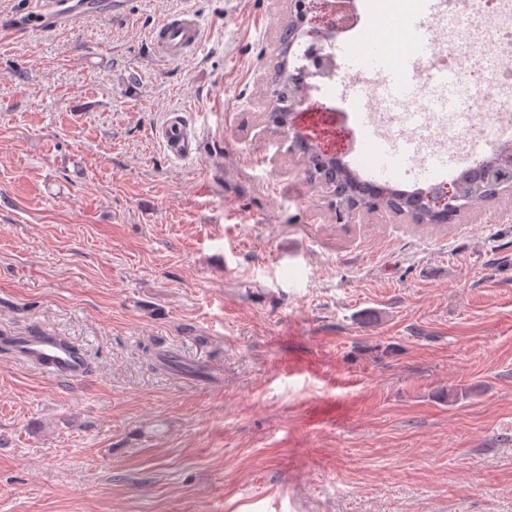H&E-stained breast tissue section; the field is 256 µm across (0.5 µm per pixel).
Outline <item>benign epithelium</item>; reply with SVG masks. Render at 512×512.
I'll list each match as a JSON object with an SVG mask.
<instances>
[{
  "label": "benign epithelium",
  "mask_w": 512,
  "mask_h": 512,
  "mask_svg": "<svg viewBox=\"0 0 512 512\" xmlns=\"http://www.w3.org/2000/svg\"><path fill=\"white\" fill-rule=\"evenodd\" d=\"M359 23L355 0H291L288 23V50L292 51V66L285 65V55H279L268 78L265 94L270 100L269 111L286 112L288 119L274 127L289 142V151L303 154L308 171L323 172L343 164L342 155L352 145L332 151L321 145L316 130L307 124L311 112H320L345 124V113L339 106L310 103L309 90L316 79L332 80L338 65L333 53L326 51L325 43L336 33L354 28ZM336 197V216L350 218L361 207L350 201L343 192L327 184ZM435 205L448 211V222H453L466 208L495 205L503 196L512 193V159L504 157L485 169L481 181L462 186L443 182L435 186Z\"/></svg>",
  "instance_id": "obj_1"
}]
</instances>
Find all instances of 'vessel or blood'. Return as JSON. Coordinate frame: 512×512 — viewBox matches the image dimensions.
Segmentation results:
<instances>
[{
  "mask_svg": "<svg viewBox=\"0 0 512 512\" xmlns=\"http://www.w3.org/2000/svg\"><path fill=\"white\" fill-rule=\"evenodd\" d=\"M80 0H47L49 20L56 27H71L82 15ZM440 0H431L426 16L409 20L407 23L408 44L413 52L407 57L405 69H393L386 55L378 49H370L367 54L368 65L382 75L377 84V93L387 102L397 100L407 88L412 72L417 71L424 61L433 41V28L439 13ZM202 21L195 12L182 11L168 16L153 27L150 40L156 55L165 60L177 61L196 54L201 45ZM168 156L185 159L191 156L195 140L181 122L178 114H171L159 132ZM376 151L375 160L357 156L358 170L367 172L371 178L383 179L389 169L388 161L392 156L387 142L373 139ZM15 350L27 362L47 372L69 380L84 377L87 361L82 350L58 336L31 334L19 337Z\"/></svg>",
  "mask_w": 512,
  "mask_h": 512,
  "instance_id": "b4317fda",
  "label": "vessel or blood"
}]
</instances>
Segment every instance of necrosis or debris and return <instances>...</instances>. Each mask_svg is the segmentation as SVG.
Here are the masks:
<instances>
[{"label":"necrosis or debris","mask_w":512,"mask_h":512,"mask_svg":"<svg viewBox=\"0 0 512 512\" xmlns=\"http://www.w3.org/2000/svg\"><path fill=\"white\" fill-rule=\"evenodd\" d=\"M442 2L435 26L445 48L425 69L451 72L448 92L390 107L376 100L369 79L365 106L384 136L410 139L420 154L474 157L512 140V70L499 65L512 56V0Z\"/></svg>","instance_id":"1"}]
</instances>
